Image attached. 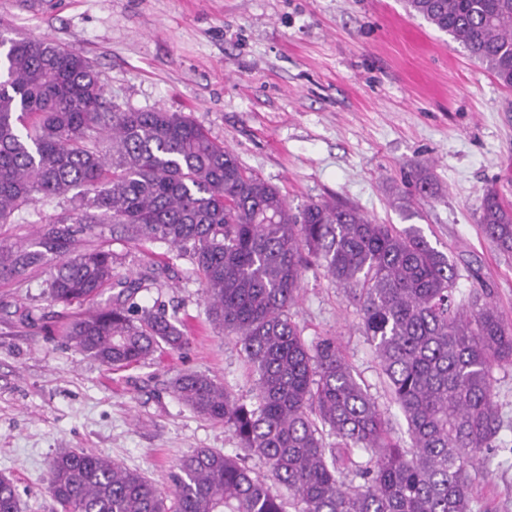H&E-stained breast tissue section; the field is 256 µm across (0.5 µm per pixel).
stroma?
<instances>
[{
	"label": "stroma",
	"mask_w": 512,
	"mask_h": 512,
	"mask_svg": "<svg viewBox=\"0 0 512 512\" xmlns=\"http://www.w3.org/2000/svg\"><path fill=\"white\" fill-rule=\"evenodd\" d=\"M1 28L81 53L121 109L189 116L291 205L340 200L375 223L416 227L458 266L477 263L512 321V256L485 239L478 212L487 187L512 204V88L410 15L405 0H48L40 11L0 0ZM418 163L428 169L425 198L410 178ZM112 249L133 273L165 267L139 297L184 317L190 345L110 370L63 336L80 308L47 302L43 275L28 288L0 283V475L13 480L22 512H57L48 467L65 450L108 457L166 487L195 449L237 445L170 389L185 371L228 382L244 401L253 387L234 340L209 324L190 261L163 243ZM15 304L36 307V323H20ZM291 313L307 339L337 337L409 446L357 309L322 268L305 272ZM496 378L509 444L491 449L476 475L474 512H512V370Z\"/></svg>",
	"instance_id": "stroma-1"
}]
</instances>
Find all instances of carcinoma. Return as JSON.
Returning <instances> with one entry per match:
<instances>
[{"label": "carcinoma", "instance_id": "carcinoma-1", "mask_svg": "<svg viewBox=\"0 0 512 512\" xmlns=\"http://www.w3.org/2000/svg\"><path fill=\"white\" fill-rule=\"evenodd\" d=\"M499 84L512 88V0H407ZM68 207L29 241L0 239V282L48 270L47 300L116 293L64 326L104 367L140 365L188 345L186 324L137 295L108 240L162 242L189 258L211 323L235 339L253 378L241 402L218 378L185 372L174 396L228 427L230 452L198 448L161 489L100 455L64 451L47 490L61 512H473L480 454L501 418L495 370L512 368V324L480 271L471 288L415 227L375 224L346 203L292 207L179 112L121 111L82 54L47 37L0 31V223L39 203ZM485 238L512 253V204L479 197ZM357 308L410 437L404 449L334 336L307 340L293 320L311 263ZM256 459L264 474L248 460ZM359 484L345 483L348 474ZM0 512H20L0 475Z\"/></svg>", "mask_w": 512, "mask_h": 512}]
</instances>
